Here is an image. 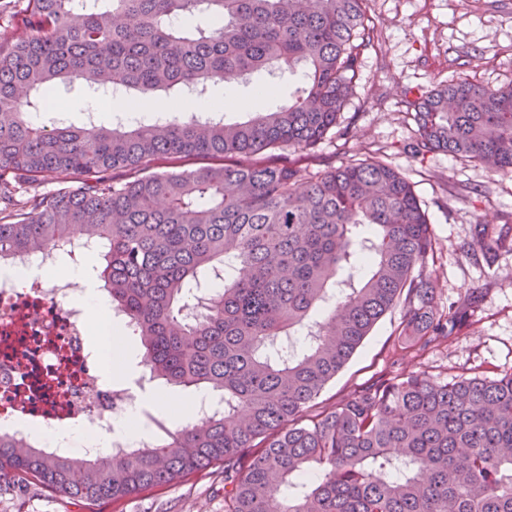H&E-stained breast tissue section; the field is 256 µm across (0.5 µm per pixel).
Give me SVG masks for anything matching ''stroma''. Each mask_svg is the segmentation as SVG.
Masks as SVG:
<instances>
[{"mask_svg":"<svg viewBox=\"0 0 512 512\" xmlns=\"http://www.w3.org/2000/svg\"><path fill=\"white\" fill-rule=\"evenodd\" d=\"M375 25L372 47L361 58V74L339 125L321 144L315 160L338 166L380 152L413 184L431 225L433 250L424 273L438 304L469 305L466 324L450 344L410 359L394 353L401 321L393 309L374 326L346 367L316 399L315 410L331 407L375 374L424 370L441 381L482 371L512 372V246L491 255L468 254L476 225L490 235L512 227V174L445 153L413 157L405 146L415 124L405 91L420 93L452 78L469 77L497 86L512 81V0H368ZM294 81L271 84L259 97L253 83L215 84L211 100L226 107V121L247 120L238 101L253 108L286 103ZM57 96L70 122L97 113L111 124L124 102L87 91L80 83L61 86ZM0 512H81L51 491L33 488L0 495ZM94 512H224V475L193 476L139 496L102 501Z\"/></svg>","mask_w":512,"mask_h":512,"instance_id":"stroma-1","label":"stroma"}]
</instances>
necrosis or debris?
I'll list each match as a JSON object with an SVG mask.
<instances>
[{"label": "necrosis or debris", "instance_id": "obj_1", "mask_svg": "<svg viewBox=\"0 0 512 512\" xmlns=\"http://www.w3.org/2000/svg\"><path fill=\"white\" fill-rule=\"evenodd\" d=\"M92 250L75 243L68 252L22 254L8 266L40 268L19 282L0 278V432L21 423L20 437L45 429L112 428L117 406L137 395L103 369V346L88 340V318L73 281L52 276L62 260L83 262Z\"/></svg>", "mask_w": 512, "mask_h": 512}]
</instances>
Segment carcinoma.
<instances>
[{"label": "carcinoma", "instance_id": "cac0c4a2", "mask_svg": "<svg viewBox=\"0 0 512 512\" xmlns=\"http://www.w3.org/2000/svg\"><path fill=\"white\" fill-rule=\"evenodd\" d=\"M99 2H0V260L99 241L151 375L207 385L224 411L93 458L0 434V494L40 487L88 509L220 464L224 512H512V372L380 375L307 414L388 311L414 357L467 318L421 272L432 233L398 169L373 154L304 174L288 158L339 123L373 45L366 0ZM201 12L217 23L177 25ZM299 72L288 103L242 122L184 117L170 98L128 129L31 120L54 111L59 81L201 100ZM404 103L414 154L512 173V83L456 78ZM195 157L211 163L182 168Z\"/></svg>", "mask_w": 512, "mask_h": 512}]
</instances>
